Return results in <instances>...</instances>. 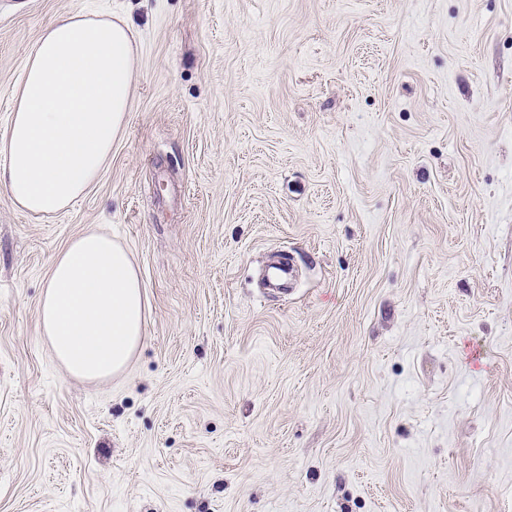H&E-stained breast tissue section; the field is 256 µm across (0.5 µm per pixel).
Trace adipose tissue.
I'll return each mask as SVG.
<instances>
[{"label":"adipose tissue","instance_id":"adipose-tissue-1","mask_svg":"<svg viewBox=\"0 0 512 512\" xmlns=\"http://www.w3.org/2000/svg\"><path fill=\"white\" fill-rule=\"evenodd\" d=\"M136 37L122 18L56 19L30 54L0 139V187L35 216L84 196L127 120ZM144 291L130 252L88 230L54 259L39 299L40 331L68 373L122 372L144 336Z\"/></svg>","mask_w":512,"mask_h":512}]
</instances>
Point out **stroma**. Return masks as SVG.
<instances>
[{"label":"stroma","instance_id":"stroma-1","mask_svg":"<svg viewBox=\"0 0 512 512\" xmlns=\"http://www.w3.org/2000/svg\"><path fill=\"white\" fill-rule=\"evenodd\" d=\"M67 14L138 62L83 197L0 187V512H512V0H0V138ZM91 227L146 293L96 382L38 326Z\"/></svg>","mask_w":512,"mask_h":512}]
</instances>
